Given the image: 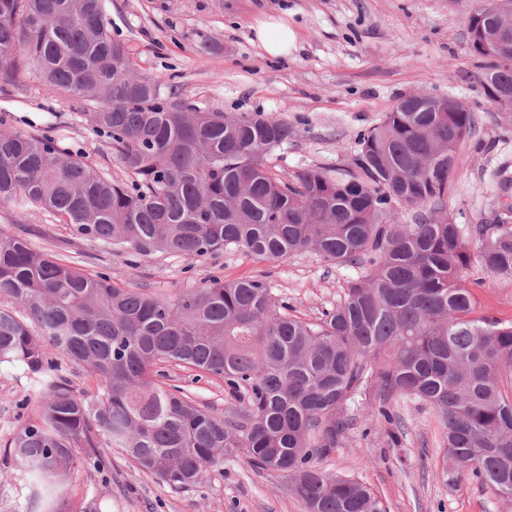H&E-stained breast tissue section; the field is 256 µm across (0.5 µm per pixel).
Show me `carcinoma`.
<instances>
[{
    "mask_svg": "<svg viewBox=\"0 0 512 512\" xmlns=\"http://www.w3.org/2000/svg\"><path fill=\"white\" fill-rule=\"evenodd\" d=\"M495 3L476 0L472 13L512 31V12ZM23 72L85 111L130 182L46 137L0 132L1 205L26 201L127 252L278 262L310 251L361 268L311 322L281 312L263 276L213 278L167 299L0 237V297L11 303L0 308V365L47 379L10 441L44 512H73L78 453L101 463L112 451L179 489L241 456L285 479L305 512H386L357 478L317 465L357 425L347 410L358 396L371 402L365 420L376 412L390 424L399 400L430 405L452 470L512 501V324L477 314L482 282L468 278L476 265L512 278V224L465 234L447 211L473 112L391 111L343 172L288 176L269 162L293 126L191 111L135 69L102 0H0V80L18 86ZM479 76L512 89V68L491 59ZM53 353L91 372L95 394H75ZM163 363L224 378L238 404L224 415L199 407L154 380Z\"/></svg>",
    "mask_w": 512,
    "mask_h": 512,
    "instance_id": "carcinoma-1",
    "label": "carcinoma"
}]
</instances>
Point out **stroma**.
Wrapping results in <instances>:
<instances>
[{"label":"stroma","mask_w":512,"mask_h":512,"mask_svg":"<svg viewBox=\"0 0 512 512\" xmlns=\"http://www.w3.org/2000/svg\"><path fill=\"white\" fill-rule=\"evenodd\" d=\"M474 0H104L112 35L124 42L138 72L158 78L205 112H261L292 125L296 138L270 163L292 174L318 165L346 167L358 138L411 93L452 96L476 115L461 146L448 211L462 228L512 221V117L503 118L477 80L480 61L468 45L466 18ZM287 18L297 41L280 57L258 45L252 25L262 16ZM212 40L216 49L200 45ZM26 92L0 80V130L42 135L80 155L113 179L126 173L107 138L84 111L46 94L33 74ZM26 238L79 268L106 273L114 284L171 298L210 279L262 274L290 314L315 319L340 303L357 268L302 252L276 263L235 251L198 259L156 252L132 256L78 235L51 213L25 202L0 205V236ZM479 311L512 323V279L483 276ZM166 381L187 387L216 414L234 404L223 378L165 366ZM41 380L22 366L0 365V512H39L23 466L8 442L28 420ZM395 427L348 431L318 460L372 488L389 512H512L471 474L446 468L442 430L430 406L401 402ZM74 503L96 500L100 512H304L284 480L227 458L188 489H173L112 454L105 467L82 470L68 484Z\"/></svg>","instance_id":"1"}]
</instances>
